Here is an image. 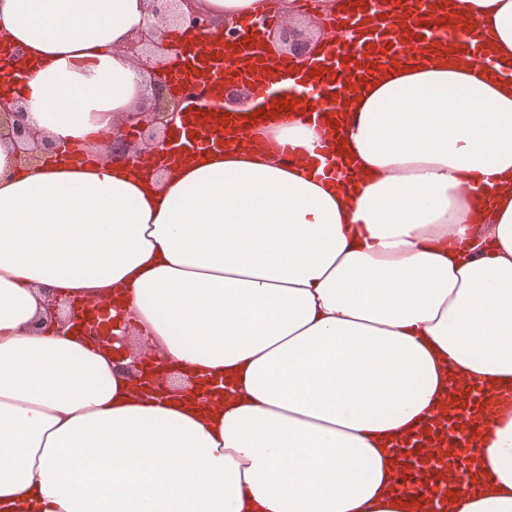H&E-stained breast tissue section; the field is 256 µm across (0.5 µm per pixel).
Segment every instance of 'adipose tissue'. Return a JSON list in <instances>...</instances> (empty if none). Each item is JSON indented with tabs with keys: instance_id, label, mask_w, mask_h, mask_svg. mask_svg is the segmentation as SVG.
Instances as JSON below:
<instances>
[{
	"instance_id": "ef3b65f1",
	"label": "adipose tissue",
	"mask_w": 512,
	"mask_h": 512,
	"mask_svg": "<svg viewBox=\"0 0 512 512\" xmlns=\"http://www.w3.org/2000/svg\"><path fill=\"white\" fill-rule=\"evenodd\" d=\"M215 19L263 0H202ZM149 0H0L25 119L0 142V512H512V408L475 434L468 486L402 478L398 442L453 407L449 376L512 386V78L391 61L344 99L320 166L224 129L194 163L115 158L146 89L123 47ZM512 67V0H454ZM262 136L316 155L321 126ZM318 155V154H317ZM115 304L143 394L48 298ZM223 379L219 399L202 382ZM25 110L16 98L0 95V140H9L20 153V160L35 168L43 165L55 147L35 138V131L24 121Z\"/></svg>"
}]
</instances>
